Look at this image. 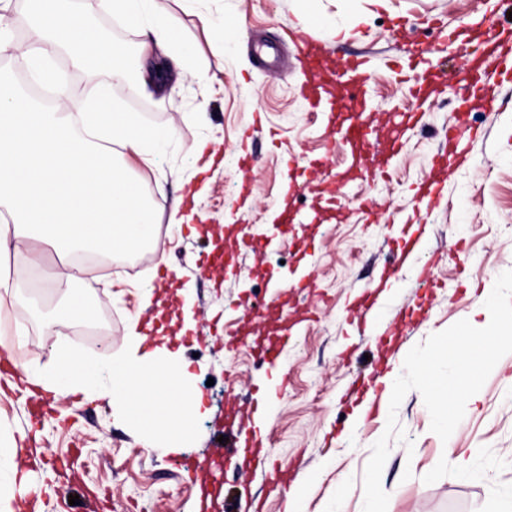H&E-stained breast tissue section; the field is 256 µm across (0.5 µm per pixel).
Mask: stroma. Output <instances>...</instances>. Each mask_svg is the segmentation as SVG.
Here are the masks:
<instances>
[{"label": "stroma", "mask_w": 512, "mask_h": 512, "mask_svg": "<svg viewBox=\"0 0 512 512\" xmlns=\"http://www.w3.org/2000/svg\"><path fill=\"white\" fill-rule=\"evenodd\" d=\"M393 12L358 23L344 42L325 32L312 36L320 49L322 79L334 81L336 64L363 53L369 59L371 114L415 112L420 122L379 175L373 144L362 163L365 180L348 185L343 222H336L316 184L348 174L350 155L336 142L321 113L299 94L312 71L298 61L290 33L300 31L298 0H159L174 12L196 54L169 78L167 93L141 95L116 83L110 96L163 136L153 164L129 156L131 174L157 218L156 244L133 255H108L79 281L98 333L61 321L46 331L45 317L67 294L66 280L40 276L0 288V337L13 342L19 364L16 387L0 389V443L23 439L31 456H17L16 471L0 472V493L13 512H283L285 497L264 476L224 447L228 403L253 407L270 384L276 399L265 416L267 451L286 463L293 485L304 491V512H362L363 474L387 414L372 410L360 424L352 416L365 399L364 376L380 378L402 365L409 350L433 333L466 319L484 322V302L496 278L512 269V82L497 84L485 109L471 100L456 73L464 67L457 47L435 44L430 18L449 27L476 24L483 36L512 48V0H393ZM236 21L223 58L211 51L214 33L200 15ZM433 47L427 70L429 96L415 98L399 59L410 42ZM207 65L208 78L192 72ZM464 114L471 136L467 160L443 171L445 194L427 211H413L412 190L431 172L444 149L443 133ZM250 168H242V152ZM321 161L300 194L281 197L285 180ZM250 181L251 194L241 184ZM164 192H157V183ZM195 214L193 227L171 224L174 208ZM421 226L423 248L405 264L393 261L402 225ZM276 238L265 253L244 252L246 229ZM436 264V287L418 279L425 261ZM313 263L315 285L300 289L298 308L310 319L277 362L258 354L279 323L274 285L303 263ZM387 281L374 310L390 336L363 334L350 320L352 299ZM148 323V348L180 353L189 362L188 383L202 406L188 441L169 450L166 441L144 447L134 428L119 420L105 386L35 401L25 393L30 377L54 370L57 350L106 362L120 353L132 319ZM240 329L241 341L225 350L224 331ZM399 426L413 448L391 441L381 484L389 512H491L512 498V354L500 359L467 403L448 442L430 429L418 391L403 399ZM470 462V475L448 463L447 451ZM24 475L37 500L19 494L13 474ZM351 489L336 502L341 479ZM78 497L70 505L69 497Z\"/></svg>", "instance_id": "obj_1"}]
</instances>
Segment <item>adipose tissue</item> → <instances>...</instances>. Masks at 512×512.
Segmentation results:
<instances>
[{"mask_svg": "<svg viewBox=\"0 0 512 512\" xmlns=\"http://www.w3.org/2000/svg\"><path fill=\"white\" fill-rule=\"evenodd\" d=\"M28 2L32 18L24 41L0 36V52L30 60L62 53L98 81L86 97L62 94L52 109L0 86V258L20 239L65 254L136 253L154 244L156 214L115 155L122 148L145 156L152 132L111 100L109 88L121 80L134 93L151 95L164 86L153 67L133 66L128 48L103 38L70 0ZM154 2L98 0V7L142 33V54L158 47L171 59H184L193 49L176 16L154 9ZM146 341L138 324H131L125 352L107 364L62 351L53 377L35 383L58 394L85 393L104 372L118 417L147 436L158 428L179 431L198 412L200 400L184 389L186 364L170 352L157 357L146 350Z\"/></svg>", "mask_w": 512, "mask_h": 512, "instance_id": "1", "label": "adipose tissue"}]
</instances>
